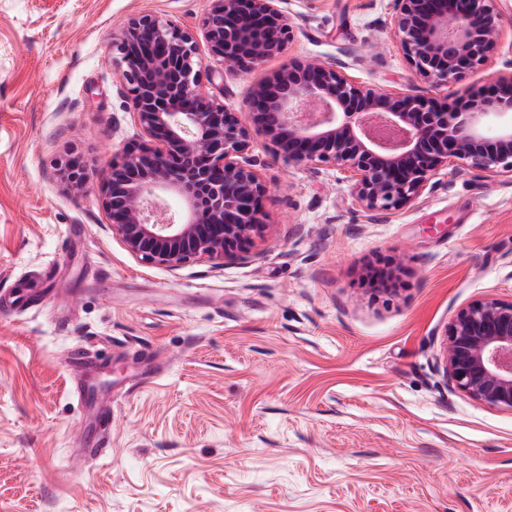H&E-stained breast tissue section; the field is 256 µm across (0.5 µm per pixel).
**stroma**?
Returning <instances> with one entry per match:
<instances>
[{"label":"stroma","mask_w":512,"mask_h":512,"mask_svg":"<svg viewBox=\"0 0 512 512\" xmlns=\"http://www.w3.org/2000/svg\"><path fill=\"white\" fill-rule=\"evenodd\" d=\"M284 51L210 72L250 123L289 60L440 99L393 0H280ZM208 0H0V512H512V412L448 384L455 313L512 296V176L447 168L364 212L346 170L249 157L268 186L247 259L171 272L113 236L98 188L140 141L110 52L151 13L197 32ZM82 158L80 197L57 168ZM401 267L399 295L376 271ZM80 349L100 362L87 370Z\"/></svg>","instance_id":"35a3bbf8"}]
</instances>
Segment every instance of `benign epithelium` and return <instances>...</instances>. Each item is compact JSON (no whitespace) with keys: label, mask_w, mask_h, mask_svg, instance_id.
Masks as SVG:
<instances>
[{"label":"benign epithelium","mask_w":512,"mask_h":512,"mask_svg":"<svg viewBox=\"0 0 512 512\" xmlns=\"http://www.w3.org/2000/svg\"><path fill=\"white\" fill-rule=\"evenodd\" d=\"M498 0H394L391 26L415 74L446 89L499 53ZM293 24L278 0H209L202 37L228 69L248 71L283 51ZM120 79L145 141L130 147L103 181L98 200L112 234L134 258L177 271L189 262L243 260L264 227L268 187L247 157L263 137L288 164L334 163L349 172L366 211L414 202L440 170L512 175V70L453 109L413 93L352 82L320 62L296 60L251 91L247 126L203 96L197 34L152 14L129 18L112 36ZM58 178L73 196L90 181L78 156ZM183 202L177 215L165 200ZM440 362L452 387L512 411V297L491 296L457 311Z\"/></svg>","instance_id":"obj_1"}]
</instances>
